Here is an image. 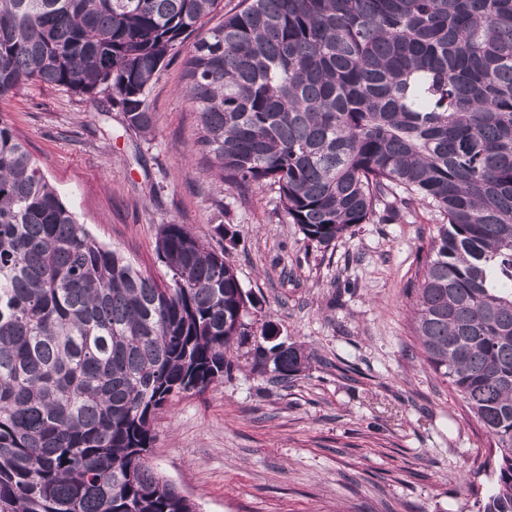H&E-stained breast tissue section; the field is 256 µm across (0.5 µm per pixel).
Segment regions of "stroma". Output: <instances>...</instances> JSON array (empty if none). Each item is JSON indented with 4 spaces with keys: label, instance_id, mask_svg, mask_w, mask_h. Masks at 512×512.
<instances>
[{
    "label": "stroma",
    "instance_id": "1",
    "mask_svg": "<svg viewBox=\"0 0 512 512\" xmlns=\"http://www.w3.org/2000/svg\"><path fill=\"white\" fill-rule=\"evenodd\" d=\"M182 83L176 58L150 89L148 137L102 94L28 84L0 97V117L99 241L158 277L157 229L184 225L225 252L258 301L253 319L314 355L304 375L274 384L253 370L251 344L233 345L229 377L159 411V470L199 512H478L496 481L488 438L410 329L433 212L417 203L317 247L276 187L225 190L186 155L196 116Z\"/></svg>",
    "mask_w": 512,
    "mask_h": 512
}]
</instances>
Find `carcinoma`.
<instances>
[{
  "label": "carcinoma",
  "mask_w": 512,
  "mask_h": 512,
  "mask_svg": "<svg viewBox=\"0 0 512 512\" xmlns=\"http://www.w3.org/2000/svg\"><path fill=\"white\" fill-rule=\"evenodd\" d=\"M219 2L0 0V93H101L147 136L181 54L191 152L277 186L305 239L432 207L412 331L490 438L481 512H512V0H241L208 28ZM156 253L162 281L94 238L0 118V512H191L150 462L158 411L236 341L275 381L309 369L225 252L162 224Z\"/></svg>",
  "instance_id": "obj_1"
}]
</instances>
